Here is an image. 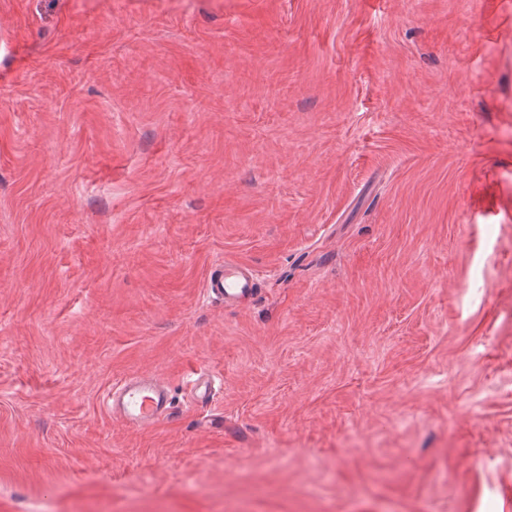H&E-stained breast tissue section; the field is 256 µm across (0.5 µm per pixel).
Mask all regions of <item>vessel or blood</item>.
I'll use <instances>...</instances> for the list:
<instances>
[{"label": "vessel or blood", "instance_id": "1", "mask_svg": "<svg viewBox=\"0 0 512 512\" xmlns=\"http://www.w3.org/2000/svg\"><path fill=\"white\" fill-rule=\"evenodd\" d=\"M206 292L225 306L243 305L256 293L254 274L241 263L224 261L209 270ZM186 382L195 403L204 404L213 399L215 388L207 373L193 372ZM105 406L113 420L131 428L149 429L171 416L172 388L153 374L130 375L113 385L105 398Z\"/></svg>", "mask_w": 512, "mask_h": 512}]
</instances>
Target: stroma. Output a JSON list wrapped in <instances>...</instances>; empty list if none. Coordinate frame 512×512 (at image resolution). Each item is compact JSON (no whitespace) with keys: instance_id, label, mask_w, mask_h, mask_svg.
I'll return each instance as SVG.
<instances>
[{"instance_id":"obj_1","label":"stroma","mask_w":512,"mask_h":512,"mask_svg":"<svg viewBox=\"0 0 512 512\" xmlns=\"http://www.w3.org/2000/svg\"><path fill=\"white\" fill-rule=\"evenodd\" d=\"M0 512H512V0H0ZM254 273L243 264L224 259L214 265L206 278V292L214 300L224 302L225 307L245 304L256 294ZM195 404H206L213 399L215 388L211 377L203 371L192 372L186 379ZM105 406L127 427L153 428L173 412L172 387L154 374L126 376L112 386Z\"/></svg>"}]
</instances>
